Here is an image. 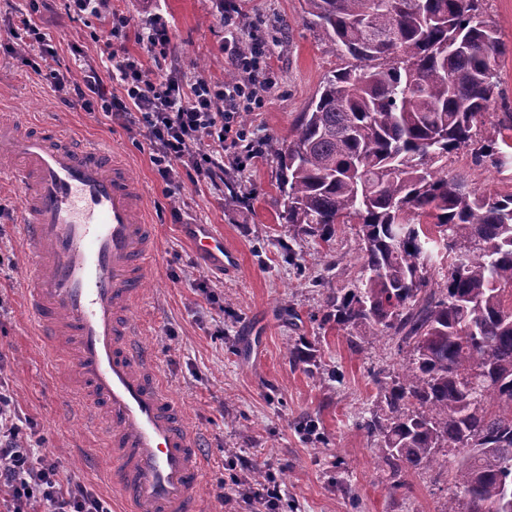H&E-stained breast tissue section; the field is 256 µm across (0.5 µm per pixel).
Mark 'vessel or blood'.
Listing matches in <instances>:
<instances>
[{
    "instance_id": "vessel-or-blood-1",
    "label": "vessel or blood",
    "mask_w": 512,
    "mask_h": 512,
    "mask_svg": "<svg viewBox=\"0 0 512 512\" xmlns=\"http://www.w3.org/2000/svg\"><path fill=\"white\" fill-rule=\"evenodd\" d=\"M0 179L25 193L20 225L33 281L28 309L41 335L70 337L72 370L101 411L112 489L126 512H203L198 440L137 342L129 313L155 255L144 190L117 150L0 121ZM200 261L229 274L224 236L193 224Z\"/></svg>"
}]
</instances>
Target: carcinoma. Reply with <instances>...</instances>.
I'll return each mask as SVG.
<instances>
[{
    "instance_id": "carcinoma-1",
    "label": "carcinoma",
    "mask_w": 512,
    "mask_h": 512,
    "mask_svg": "<svg viewBox=\"0 0 512 512\" xmlns=\"http://www.w3.org/2000/svg\"><path fill=\"white\" fill-rule=\"evenodd\" d=\"M481 0H304L351 63L328 78L291 140H272L281 219L328 243L356 223L362 264L326 299L323 322L409 347L378 380L384 414L365 422L394 472L431 468L442 448L465 500L444 512H512V192L464 171L512 167V115L478 124L507 52ZM448 270L438 280L443 260ZM466 170L472 186L491 193L512 192V167L502 170L472 167L463 154L448 155V171Z\"/></svg>"
}]
</instances>
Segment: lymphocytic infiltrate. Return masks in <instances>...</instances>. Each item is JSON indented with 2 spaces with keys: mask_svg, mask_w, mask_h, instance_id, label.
I'll list each match as a JSON object with an SVG mask.
<instances>
[{
  "mask_svg": "<svg viewBox=\"0 0 512 512\" xmlns=\"http://www.w3.org/2000/svg\"><path fill=\"white\" fill-rule=\"evenodd\" d=\"M37 0L0 28V43L11 51L38 47V55L23 54L25 65L44 73L60 91L63 102L85 112L116 118L132 117L148 140L150 162L166 183L181 177L223 189L229 171L242 170L261 145L251 139L240 121L243 112L261 108L275 80L267 69L266 46L257 34L242 36L235 5H228L224 25L230 36L224 45L234 80H184L171 68V32L162 18H154L140 39L153 58L161 79H151L140 61L123 47L107 46L104 70L91 67L82 82L74 83L48 67L56 49L34 19ZM118 83L108 91L105 81ZM43 440L32 422L16 408L5 383L0 382V512H26L38 503L43 512H112L109 503L89 493L84 485L62 476L39 450Z\"/></svg>",
  "mask_w": 512,
  "mask_h": 512,
  "instance_id": "lymphocytic-infiltrate-1",
  "label": "lymphocytic infiltrate"
}]
</instances>
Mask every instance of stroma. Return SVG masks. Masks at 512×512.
<instances>
[{"label":"stroma","instance_id":"obj_1","mask_svg":"<svg viewBox=\"0 0 512 512\" xmlns=\"http://www.w3.org/2000/svg\"><path fill=\"white\" fill-rule=\"evenodd\" d=\"M224 0H111L130 23L125 49L145 58L139 39L154 16L170 25L173 52L186 80L220 79L224 63ZM245 24L257 25L267 41L276 84L264 106L242 120L254 139L268 143L290 136L301 112L326 76L347 66L304 12V0H236ZM58 41L56 67L79 80L98 64L108 30L99 20L73 18L64 0H49L37 15ZM498 94L480 124L486 135L512 111V53L497 61ZM0 119L43 129L65 128L77 137L112 143L126 156L147 196L154 226L156 264L132 310L140 343L146 347L194 431L207 461L201 488L205 512H250L247 498L253 471L281 476L279 512H443L456 488L454 460L440 451L426 474L392 486L378 459L380 441L363 427L384 404L373 381L381 370L399 369L392 339L371 341L359 330L343 331L322 321L329 292L348 281L326 267L325 245L279 220L282 198L278 166L263 153L233 173L231 191L183 181L175 195L149 160V146L123 121L65 106L54 84L31 73L17 54L0 48ZM449 171L467 170L473 186L491 193L512 192V167L470 165L466 156L448 158ZM188 224H212L241 256L238 274L207 269L185 237ZM0 239L14 251L15 268L0 272L7 296L0 314V378L19 409L44 438L42 455L95 494L114 498L101 431L88 422L79 400L83 386L69 373L71 340L58 337L45 349L26 310V257L15 226ZM300 343L312 354L304 370L288 357ZM240 485H230V475ZM226 482L233 498L225 508L218 493Z\"/></svg>","mask_w":512,"mask_h":512}]
</instances>
